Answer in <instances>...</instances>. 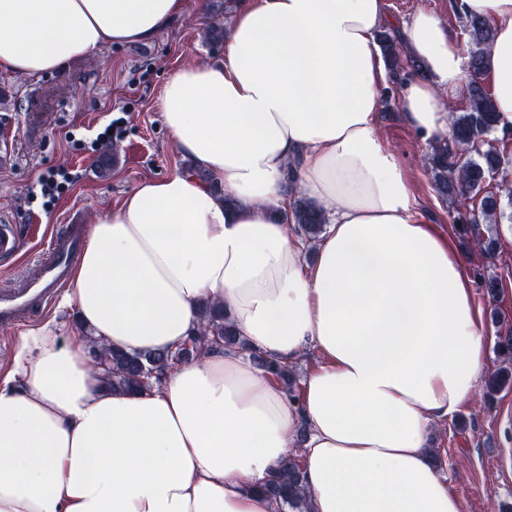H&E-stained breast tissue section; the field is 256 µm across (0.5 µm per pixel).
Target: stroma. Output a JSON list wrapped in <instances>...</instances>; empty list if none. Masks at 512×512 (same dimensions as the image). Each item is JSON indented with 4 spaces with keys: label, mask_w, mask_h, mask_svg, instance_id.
Returning a JSON list of instances; mask_svg holds the SVG:
<instances>
[{
    "label": "stroma",
    "mask_w": 512,
    "mask_h": 512,
    "mask_svg": "<svg viewBox=\"0 0 512 512\" xmlns=\"http://www.w3.org/2000/svg\"><path fill=\"white\" fill-rule=\"evenodd\" d=\"M387 13L405 21L421 10L435 14L463 37L460 0H385ZM224 0H187L185 14L149 43L108 45L37 79L0 75V214L13 226L41 225L53 233L64 224H94L142 180L188 167L162 123L159 100L166 79L179 68L224 53L207 29L223 23ZM40 90L39 111L48 119L38 132L27 125L30 90ZM400 84L388 80L377 114L381 142L404 164L415 209L450 234L469 256L472 273L495 278L496 298L474 288L480 311L486 370L504 362L499 337L512 334V222L488 225L494 256L472 251L451 223L449 201L436 193L421 157L429 144L398 109ZM60 181L55 197L39 182ZM433 447L448 453L445 468L462 495V512H512V387L488 401L465 405L448 423L430 428Z\"/></svg>",
    "instance_id": "1"
}]
</instances>
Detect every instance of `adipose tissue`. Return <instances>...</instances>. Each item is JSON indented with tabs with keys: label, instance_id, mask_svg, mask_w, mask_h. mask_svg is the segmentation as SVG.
<instances>
[{
	"label": "adipose tissue",
	"instance_id": "1",
	"mask_svg": "<svg viewBox=\"0 0 512 512\" xmlns=\"http://www.w3.org/2000/svg\"><path fill=\"white\" fill-rule=\"evenodd\" d=\"M187 0H0V74L32 78L110 44L147 43ZM490 20L482 70L512 127V0H462ZM384 0H240L224 55L165 81L162 122L211 183L143 180L93 224L65 295L88 335L30 330L0 380V512H280L259 487L288 458L310 512H461L428 445L485 369L468 260L415 210L381 142ZM427 77L398 107L447 137L470 75L457 38L421 11L398 23ZM223 186L216 195L212 184ZM298 193L327 224L295 236ZM285 365L312 356L298 396L234 350L115 390L89 342L174 350L203 301Z\"/></svg>",
	"mask_w": 512,
	"mask_h": 512
}]
</instances>
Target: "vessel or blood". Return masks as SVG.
Returning a JSON list of instances; mask_svg holds the SVG:
<instances>
[{"instance_id": "vessel-or-blood-1", "label": "vessel or blood", "mask_w": 512, "mask_h": 512, "mask_svg": "<svg viewBox=\"0 0 512 512\" xmlns=\"http://www.w3.org/2000/svg\"><path fill=\"white\" fill-rule=\"evenodd\" d=\"M85 225L67 224L48 238L16 287L0 290V329L15 330L51 305L65 285L85 237Z\"/></svg>"}]
</instances>
